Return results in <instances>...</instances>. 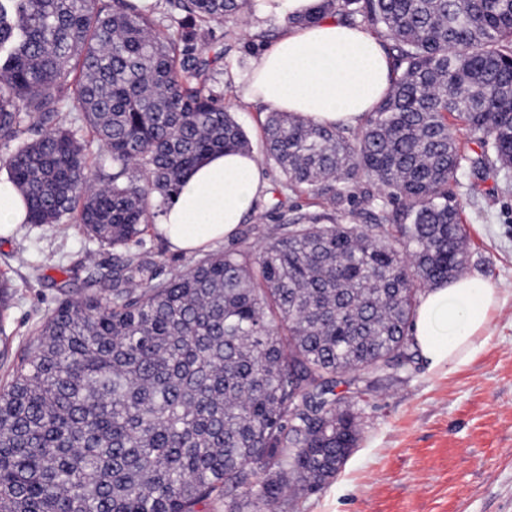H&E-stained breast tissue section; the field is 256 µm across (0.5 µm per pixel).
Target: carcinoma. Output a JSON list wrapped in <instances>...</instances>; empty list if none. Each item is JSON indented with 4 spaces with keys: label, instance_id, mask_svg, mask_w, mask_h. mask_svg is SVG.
Returning <instances> with one entry per match:
<instances>
[{
    "label": "carcinoma",
    "instance_id": "carcinoma-1",
    "mask_svg": "<svg viewBox=\"0 0 512 512\" xmlns=\"http://www.w3.org/2000/svg\"><path fill=\"white\" fill-rule=\"evenodd\" d=\"M164 2L0 0L25 223L74 215L126 247L207 156L251 151L213 48L254 0ZM326 17L391 40L390 90L357 133L265 113L283 180L236 249L163 280L120 252L58 302L0 386V512H295L290 485L317 492L357 447L367 379L416 367L424 288L467 263L459 176L512 181V0H319L288 24ZM78 121L112 173H92Z\"/></svg>",
    "mask_w": 512,
    "mask_h": 512
}]
</instances>
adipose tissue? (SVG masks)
Returning <instances> with one entry per match:
<instances>
[{
	"instance_id": "ef3b65f1",
	"label": "adipose tissue",
	"mask_w": 512,
	"mask_h": 512,
	"mask_svg": "<svg viewBox=\"0 0 512 512\" xmlns=\"http://www.w3.org/2000/svg\"><path fill=\"white\" fill-rule=\"evenodd\" d=\"M390 76V60L376 38L327 18L289 29L264 52L247 94L273 111L357 127L387 92ZM265 187L255 156L212 154L184 180L156 230L172 251L208 249L235 235ZM498 306V288L478 278L460 276L429 288L413 321L424 361L452 369L466 363L484 344Z\"/></svg>"
}]
</instances>
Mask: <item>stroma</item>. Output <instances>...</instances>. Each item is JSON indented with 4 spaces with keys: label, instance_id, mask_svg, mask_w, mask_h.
<instances>
[{
    "label": "stroma",
    "instance_id": "1",
    "mask_svg": "<svg viewBox=\"0 0 512 512\" xmlns=\"http://www.w3.org/2000/svg\"><path fill=\"white\" fill-rule=\"evenodd\" d=\"M224 28L217 87L258 155L263 107L246 95L257 56L245 46L259 31H286L288 22L258 6ZM458 192L468 233L465 272L500 290L484 345L451 370L418 362L408 378L383 382L358 401L357 447L334 481L299 497L297 512H512V190L468 174ZM135 249L156 259L162 279L193 260L152 229ZM111 264V248L71 220L23 224L0 237V274L15 287L0 318V384L32 350L60 286L78 289Z\"/></svg>",
    "mask_w": 512,
    "mask_h": 512
}]
</instances>
